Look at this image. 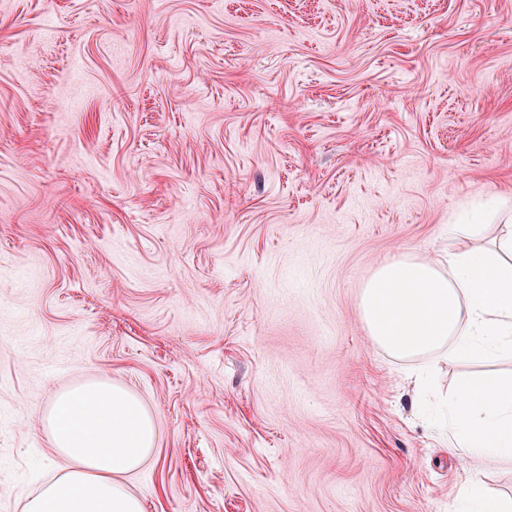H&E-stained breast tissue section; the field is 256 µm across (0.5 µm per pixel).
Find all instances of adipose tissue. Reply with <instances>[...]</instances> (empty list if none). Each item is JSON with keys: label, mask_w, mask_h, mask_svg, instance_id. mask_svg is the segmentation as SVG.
Returning a JSON list of instances; mask_svg holds the SVG:
<instances>
[{"label": "adipose tissue", "mask_w": 512, "mask_h": 512, "mask_svg": "<svg viewBox=\"0 0 512 512\" xmlns=\"http://www.w3.org/2000/svg\"><path fill=\"white\" fill-rule=\"evenodd\" d=\"M487 207L478 204L450 227L456 248L417 258L400 255L364 284L361 316L376 347L399 359L429 356L512 361V225L481 246ZM457 460L512 459V377L463 380L444 415ZM65 468L27 496L24 512H144L121 483L156 448L151 415L109 382L58 394L41 419ZM454 512H512L471 470Z\"/></svg>", "instance_id": "ef3b65f1"}]
</instances>
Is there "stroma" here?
I'll list each match as a JSON object with an SVG mask.
<instances>
[{
	"label": "stroma",
	"instance_id": "1",
	"mask_svg": "<svg viewBox=\"0 0 512 512\" xmlns=\"http://www.w3.org/2000/svg\"><path fill=\"white\" fill-rule=\"evenodd\" d=\"M512 207V0H0V512L59 392L157 429L145 512H451L467 468L360 294ZM487 205L480 203L461 214L455 224H449L450 234L460 244L479 242L486 231L484 222Z\"/></svg>",
	"mask_w": 512,
	"mask_h": 512
}]
</instances>
